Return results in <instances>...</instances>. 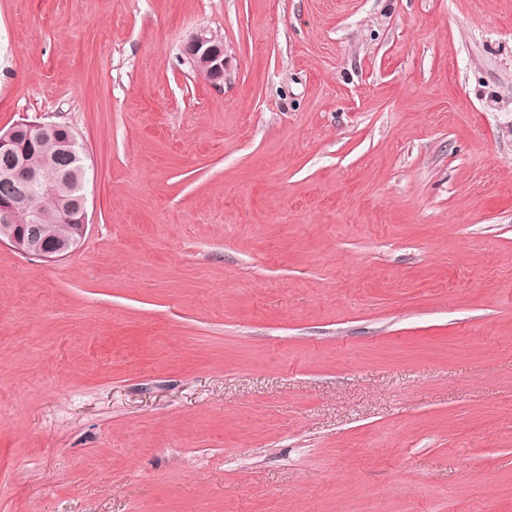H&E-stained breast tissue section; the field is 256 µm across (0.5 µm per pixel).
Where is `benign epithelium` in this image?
Listing matches in <instances>:
<instances>
[{"label":"benign epithelium","mask_w":512,"mask_h":512,"mask_svg":"<svg viewBox=\"0 0 512 512\" xmlns=\"http://www.w3.org/2000/svg\"><path fill=\"white\" fill-rule=\"evenodd\" d=\"M184 54L207 82L218 86L224 81V42L216 35L205 30L196 33L185 43ZM44 135L56 138L61 152L75 154L74 134L60 133L55 124L26 121L0 129V154L13 158L0 168V244L25 256L55 260L73 253L86 233V198L68 199L74 184L85 179V170L61 172L52 160L40 168L28 165L20 154L22 139ZM44 197L61 203L60 214L68 221L66 234L51 245L42 237L46 216L40 200Z\"/></svg>","instance_id":"benign-epithelium-1"}]
</instances>
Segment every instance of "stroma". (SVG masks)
<instances>
[{"instance_id":"obj_1","label":"stroma","mask_w":512,"mask_h":512,"mask_svg":"<svg viewBox=\"0 0 512 512\" xmlns=\"http://www.w3.org/2000/svg\"><path fill=\"white\" fill-rule=\"evenodd\" d=\"M24 119L88 227L0 247V512H512V0H0ZM183 51L199 75L211 85L220 86L227 65L223 40L203 30L185 43Z\"/></svg>"}]
</instances>
